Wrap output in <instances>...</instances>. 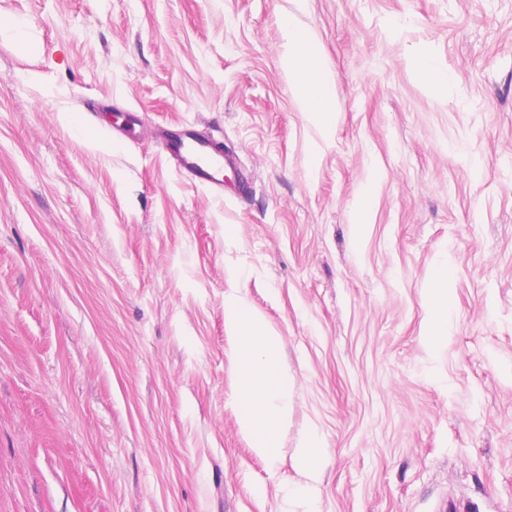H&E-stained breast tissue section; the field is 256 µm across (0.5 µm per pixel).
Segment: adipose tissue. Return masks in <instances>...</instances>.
Wrapping results in <instances>:
<instances>
[{"instance_id": "obj_1", "label": "adipose tissue", "mask_w": 512, "mask_h": 512, "mask_svg": "<svg viewBox=\"0 0 512 512\" xmlns=\"http://www.w3.org/2000/svg\"><path fill=\"white\" fill-rule=\"evenodd\" d=\"M285 34L288 76L300 93L301 109L315 121L325 122L332 105L333 79L320 66L308 32L291 25ZM224 320L237 336V356L246 366L237 395L239 428L252 440L257 455L274 457L279 430L290 412L288 379L279 365L280 338L233 291L224 296Z\"/></svg>"}]
</instances>
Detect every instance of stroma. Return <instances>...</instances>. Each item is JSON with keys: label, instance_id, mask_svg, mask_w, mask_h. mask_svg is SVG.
Segmentation results:
<instances>
[{"label": "stroma", "instance_id": "stroma-1", "mask_svg": "<svg viewBox=\"0 0 512 512\" xmlns=\"http://www.w3.org/2000/svg\"><path fill=\"white\" fill-rule=\"evenodd\" d=\"M185 125L235 157L222 192L162 150ZM232 290L281 341L273 460L237 422ZM452 502L512 512V0H0V512ZM285 34L288 39V76L300 93L301 111L325 124L331 112L332 76L320 66L314 41L308 32L288 22ZM447 286H448V270H444L434 281V299H435V312L430 320L429 336L431 338L439 336H447Z\"/></svg>", "mask_w": 512, "mask_h": 512}]
</instances>
